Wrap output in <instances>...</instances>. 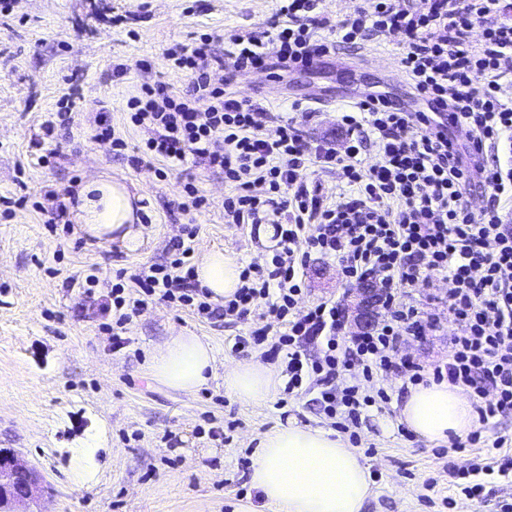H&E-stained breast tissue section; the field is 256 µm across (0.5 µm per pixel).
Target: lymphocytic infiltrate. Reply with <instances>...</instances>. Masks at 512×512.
Segmentation results:
<instances>
[{"mask_svg":"<svg viewBox=\"0 0 512 512\" xmlns=\"http://www.w3.org/2000/svg\"><path fill=\"white\" fill-rule=\"evenodd\" d=\"M318 0H277L268 40L235 29L216 55L211 35L177 42L166 51L171 68L191 83L175 94L143 77L127 102L129 121L145 137L133 167L163 161L199 162L220 171L229 192L224 221L240 227L271 224L278 247L265 265H248L223 306L212 307L195 278V228L170 241L168 258L120 271L106 311L112 346L126 345L133 316L159 300L199 317L256 321L234 349L269 344L282 356L288 395L315 393L324 415L358 423L367 408L387 402L384 389L366 382L389 372L411 383L448 380L471 389L482 403L480 421L512 412V163L488 161L490 148L512 141V100L501 81L512 75V21L502 0H373L339 24L317 13ZM396 38L399 67L423 110H398L385 94L346 105L338 118L342 145L311 144L293 115L275 114L232 86L246 69L281 71L357 45L368 36ZM275 123V135L264 128ZM466 129L465 143L454 136ZM375 163H368V154ZM339 169L343 188L328 203L310 185L312 167ZM490 195L480 210L470 199ZM336 261L350 282L373 281L383 312L372 329L342 334L345 310L333 299L303 306L312 255ZM444 273L446 295L428 293L441 313L418 307L413 291L425 272ZM458 327L446 363L426 366L400 356L408 337L433 335L443 319ZM512 475V458L499 466L468 461L448 465V484L460 494H483L484 477Z\"/></svg>","mask_w":512,"mask_h":512,"instance_id":"f902f5d3","label":"lymphocytic infiltrate"}]
</instances>
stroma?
<instances>
[{"mask_svg": "<svg viewBox=\"0 0 512 512\" xmlns=\"http://www.w3.org/2000/svg\"><path fill=\"white\" fill-rule=\"evenodd\" d=\"M187 6L188 0H10L0 10V198L26 202L10 214L0 205V448L19 452L43 474L40 512H276L250 483L260 436L288 424L331 426L309 394L287 399L278 390L245 405L218 380L186 397L151 378L152 350L180 332L205 337L218 363L260 362L259 350L232 349L248 324L208 321L156 301L128 324L127 346L112 348V315L101 305L117 270L165 261V244L185 226L197 229L199 257L217 246L239 264L261 265L277 247L258 230L225 223L229 188L222 173L198 167L160 177L133 169L110 142L92 138L87 119L105 109L128 148H136L142 135L127 123V101L144 68L169 90L185 91L189 79L168 69L166 49L231 28L266 38L276 0H202L193 13ZM118 63L126 68L120 78L112 75ZM233 85L238 96L274 112L311 92L326 93L330 104L318 107L314 122L299 124L313 142L341 140V88L406 93L400 76L349 71L327 60L280 80L253 70L234 76ZM64 97L74 123L50 144L55 164L39 166L34 143ZM103 172L133 184L146 208L150 223L137 251L88 244L68 215L55 227L46 224L60 199ZM190 176L208 208L176 209ZM87 273L99 279L93 291L69 286L70 277ZM306 280L307 301L331 297L352 309L354 287L338 264L311 259ZM455 331L444 323L435 335L409 338L401 353L427 365L447 362ZM403 383L385 377L386 408L369 410L353 434L340 436L368 468L363 512H492L494 502L511 505L512 481L499 476L486 486L489 498L450 495L436 445L399 433ZM217 427L223 438L211 436Z\"/></svg>", "mask_w": 512, "mask_h": 512, "instance_id": "obj_1", "label": "stroma"}]
</instances>
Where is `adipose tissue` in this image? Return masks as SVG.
Listing matches in <instances>:
<instances>
[{
  "label": "adipose tissue",
  "mask_w": 512,
  "mask_h": 512,
  "mask_svg": "<svg viewBox=\"0 0 512 512\" xmlns=\"http://www.w3.org/2000/svg\"><path fill=\"white\" fill-rule=\"evenodd\" d=\"M136 200L126 184L110 174L86 181L71 209L78 233L137 249L141 232ZM196 274L217 304L239 285L236 258L220 248L205 253ZM149 372L160 384L188 397L219 379L245 404L266 400L278 384L276 375L258 363L219 369L210 343L188 333L170 336L156 346ZM399 416L415 435L436 444L466 434L477 421L468 394L445 380L410 386ZM250 481L276 512H361L369 491L367 469L350 448L331 431L298 425L278 427L262 436Z\"/></svg>",
  "instance_id": "adipose-tissue-1"
}]
</instances>
